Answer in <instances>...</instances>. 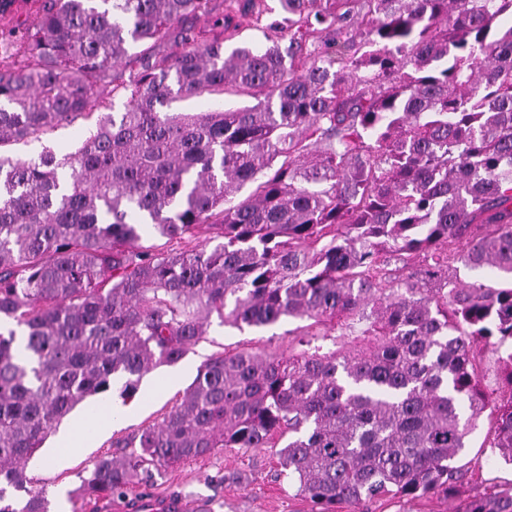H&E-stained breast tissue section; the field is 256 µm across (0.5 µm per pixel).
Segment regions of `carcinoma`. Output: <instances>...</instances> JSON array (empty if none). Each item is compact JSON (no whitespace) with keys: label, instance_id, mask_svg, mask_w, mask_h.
Wrapping results in <instances>:
<instances>
[{"label":"carcinoma","instance_id":"1","mask_svg":"<svg viewBox=\"0 0 512 512\" xmlns=\"http://www.w3.org/2000/svg\"><path fill=\"white\" fill-rule=\"evenodd\" d=\"M40 2L35 28L0 31V147L89 115L101 89L128 101L73 153L0 154V319L26 333H0V512H50L25 473L48 432L116 378L132 396L213 314L303 321L300 349L207 358L160 423L115 444L132 452L93 462L83 497L216 448L277 447L319 512L465 485L454 512H512V486L469 457L486 413L512 464V0H280L287 28L227 55L189 24L211 0ZM255 13L224 0L221 28ZM174 24L181 52L132 58ZM230 88L254 104L165 111ZM147 227L216 244L155 251Z\"/></svg>","mask_w":512,"mask_h":512}]
</instances>
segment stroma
Returning <instances> with one entry per match:
<instances>
[{"label":"stroma","instance_id":"obj_1","mask_svg":"<svg viewBox=\"0 0 512 512\" xmlns=\"http://www.w3.org/2000/svg\"><path fill=\"white\" fill-rule=\"evenodd\" d=\"M93 129L92 120L64 125L29 144L6 146V153L16 156L37 154L42 148L66 154L76 151ZM297 321L282 320L267 328L237 329L211 319L202 339L175 365L161 366L144 376L134 397L123 399L120 385H113L107 399L124 412L122 421L103 430H89L86 448L71 453L63 463H56L57 434H50L42 448L29 460L26 473L34 489L45 490L49 500L64 498L67 512H117L123 500L90 503L77 490L92 461L112 452L115 440L141 432L161 422L183 391L192 383L198 367L211 355L244 348L281 357L297 345ZM177 376L175 386H168L169 376ZM230 474L240 475L237 483L227 482ZM163 499L182 496L201 499L210 512H313V503L298 496L278 463L274 449L217 448L210 454L189 459L154 473L150 482L135 486L128 497Z\"/></svg>","mask_w":512,"mask_h":512}]
</instances>
